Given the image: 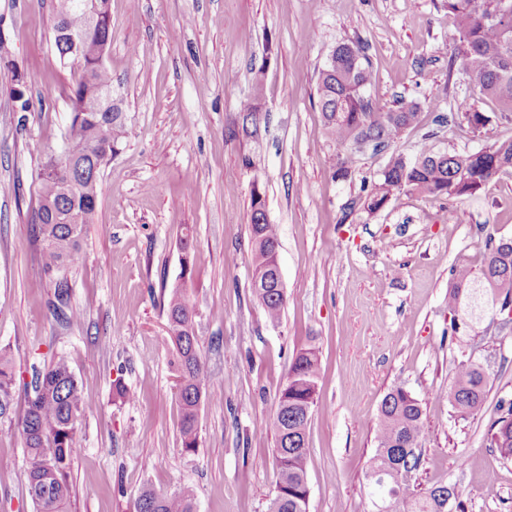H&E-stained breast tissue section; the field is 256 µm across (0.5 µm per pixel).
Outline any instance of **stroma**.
<instances>
[{"instance_id":"1","label":"stroma","mask_w":512,"mask_h":512,"mask_svg":"<svg viewBox=\"0 0 512 512\" xmlns=\"http://www.w3.org/2000/svg\"><path fill=\"white\" fill-rule=\"evenodd\" d=\"M55 0H0L12 68H0V345L24 384L65 356L91 408L80 421L69 512H134L143 486L190 488L197 512H268L278 481L270 421L294 350H319L317 405L308 427V512H367L364 471L385 393L421 400L424 485L457 484L467 512H512V461L490 448L500 399L512 398V332L480 324L460 347L448 328L454 268H479L487 237L512 238V174L472 196L403 193L364 209L387 153L352 155L327 135L317 81L334 47L359 44L372 76L365 94L419 123L394 148L413 155L424 134L438 152L487 144L464 119L439 112L478 100L496 134L512 138L499 104L478 99L454 63L456 25L445 0H111L104 62L128 138L103 166L83 261L69 270L79 325L54 322L51 280L33 245L35 177L62 153L70 80L52 46ZM21 75L41 110H14ZM262 79L259 134L245 136L241 104ZM279 229L286 305L270 324L251 291V195ZM192 267L183 272V237ZM185 289L210 371L196 452L182 448L164 304ZM495 380L481 414L454 419L446 394L462 351ZM137 394L116 399L115 379ZM0 512H32L18 432L0 424Z\"/></svg>"}]
</instances>
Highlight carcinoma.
Here are the masks:
<instances>
[{"label": "carcinoma", "instance_id": "carcinoma-1", "mask_svg": "<svg viewBox=\"0 0 512 512\" xmlns=\"http://www.w3.org/2000/svg\"><path fill=\"white\" fill-rule=\"evenodd\" d=\"M446 6L456 22L453 59L460 61L480 96L512 112V0H446ZM111 32L112 26L106 23L88 30L83 11L68 9L65 0H58L53 46L60 65L71 75V118L64 157L75 165L76 185L64 193L66 172L41 166L33 224L42 269L55 276L48 310L54 321L66 326L80 323L81 318L70 305L65 271L82 260L84 228L97 207L100 168L107 156L119 152L127 137L121 106L93 108L99 94L112 87V72L91 54L98 43L110 39ZM79 33L85 36L86 51L78 57L72 52L69 35ZM370 77L369 62L361 46L354 43L337 45L320 71L317 95L323 123L328 136L341 147L356 149L364 144L375 151L384 150L419 122V106L414 102L388 111L373 104L365 95ZM14 82L15 111H31L22 76L14 74ZM262 96L263 84L258 79L253 97L240 108L247 136L257 132ZM458 109L490 145L473 152L439 153L422 142L411 158L391 153L378 181L364 197L365 209L378 211L402 192L472 196L497 175L512 170V139L494 136L492 120L476 101H463ZM251 209L252 289L267 321L276 325L285 304L276 279L278 230L276 225L260 221L266 213L261 194L253 193ZM452 276L453 286L448 291L451 335L468 337L481 313L495 302L512 303V239L488 241L479 269L459 266ZM163 343L172 352L176 370L181 445L191 452L199 446V409L209 372L199 350L196 308L180 288L172 289L166 302ZM16 376L7 348L0 347V419H9L22 437L28 457L27 491L34 512H68L70 468L81 448L79 420L92 401L66 357L59 356L37 373L32 392L26 394L18 413L14 410ZM319 378L317 349L310 345L296 351L271 422L279 480L269 512H307L309 443L305 429L316 406ZM490 384L487 364L471 355L462 357L448 380L447 399L453 416L465 420L481 413ZM423 434L421 400L403 387L390 389L379 406L375 453L364 474L368 512H465L456 484L420 488L395 476L397 464L405 472L418 471ZM487 435L490 447L503 459L512 460V400H500L498 417L489 425ZM135 512H196L195 498L184 488L162 494L145 487L136 500Z\"/></svg>", "mask_w": 512, "mask_h": 512}]
</instances>
